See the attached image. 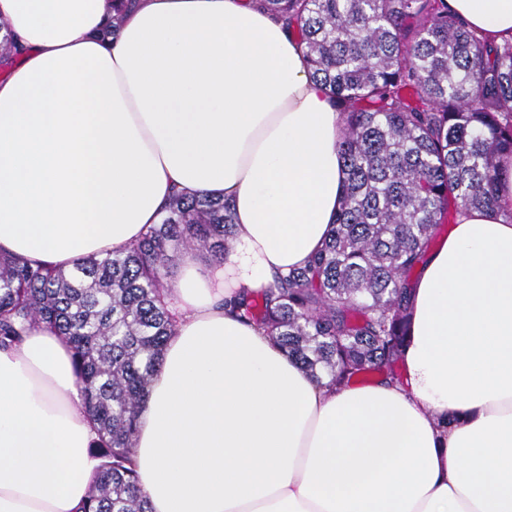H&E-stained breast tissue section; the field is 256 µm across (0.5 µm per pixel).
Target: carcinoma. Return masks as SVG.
Here are the masks:
<instances>
[{"instance_id": "cac0c4a2", "label": "carcinoma", "mask_w": 512, "mask_h": 512, "mask_svg": "<svg viewBox=\"0 0 512 512\" xmlns=\"http://www.w3.org/2000/svg\"><path fill=\"white\" fill-rule=\"evenodd\" d=\"M295 26L311 76L343 123L342 207L325 247L258 293L225 302L316 380L339 389L380 374L399 381L410 292L440 226L501 205L498 163L512 156V41L489 46L447 0H256ZM136 0L112 5L116 37ZM231 205L174 195L160 223L119 254L72 269L0 255V348L46 324L73 352L101 459L80 512H149L132 463L137 417L175 332L177 260L224 258Z\"/></svg>"}]
</instances>
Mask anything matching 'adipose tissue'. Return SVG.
<instances>
[{"mask_svg": "<svg viewBox=\"0 0 512 512\" xmlns=\"http://www.w3.org/2000/svg\"><path fill=\"white\" fill-rule=\"evenodd\" d=\"M512 40V0H447ZM0 252L68 269L124 250L175 192L229 202L223 261L186 260L137 419L150 512H512V224L471 210L413 288L402 384L332 389L225 300L325 245L340 113L254 0H0ZM66 340L0 348V512H79L100 465Z\"/></svg>", "mask_w": 512, "mask_h": 512, "instance_id": "obj_1", "label": "adipose tissue"}]
</instances>
